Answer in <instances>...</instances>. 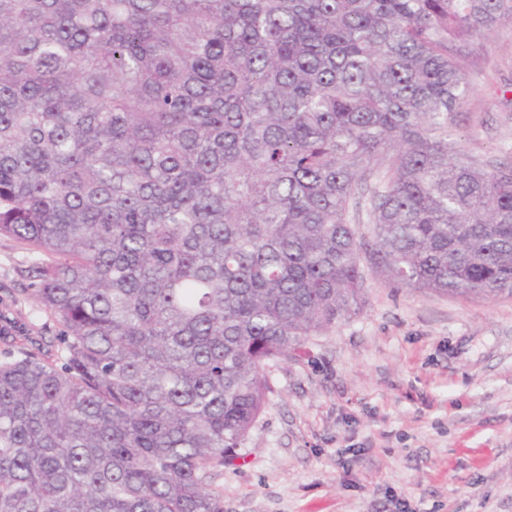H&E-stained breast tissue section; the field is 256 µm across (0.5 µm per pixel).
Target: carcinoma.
<instances>
[{
    "label": "carcinoma",
    "mask_w": 512,
    "mask_h": 512,
    "mask_svg": "<svg viewBox=\"0 0 512 512\" xmlns=\"http://www.w3.org/2000/svg\"><path fill=\"white\" fill-rule=\"evenodd\" d=\"M512 0H0V512H224L264 370L416 291L512 295V164L455 150ZM372 224L366 244L356 224ZM30 256L31 252L26 246L14 239L0 237V300L9 306L7 314L10 318L18 324L34 326L32 336H40L41 332L43 336H53L57 330L53 322L28 300L27 294L21 292L23 287L18 270ZM13 298L19 300L17 305L11 302Z\"/></svg>",
    "instance_id": "carcinoma-1"
}]
</instances>
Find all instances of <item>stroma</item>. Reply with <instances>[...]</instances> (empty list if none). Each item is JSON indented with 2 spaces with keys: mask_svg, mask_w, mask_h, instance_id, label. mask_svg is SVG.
<instances>
[{
  "mask_svg": "<svg viewBox=\"0 0 512 512\" xmlns=\"http://www.w3.org/2000/svg\"><path fill=\"white\" fill-rule=\"evenodd\" d=\"M462 65L458 150L512 159V18ZM29 256L0 237V301L48 337L55 325L21 291ZM364 273L359 312L267 368L270 405L213 477L224 512H512V297Z\"/></svg>",
  "mask_w": 512,
  "mask_h": 512,
  "instance_id": "stroma-1",
  "label": "stroma"
}]
</instances>
